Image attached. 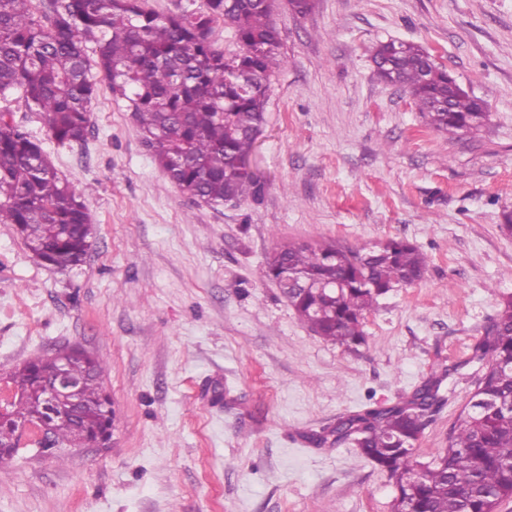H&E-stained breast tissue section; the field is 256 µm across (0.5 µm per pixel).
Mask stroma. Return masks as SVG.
<instances>
[{"label":"stroma","mask_w":512,"mask_h":512,"mask_svg":"<svg viewBox=\"0 0 512 512\" xmlns=\"http://www.w3.org/2000/svg\"><path fill=\"white\" fill-rule=\"evenodd\" d=\"M280 57L252 164L260 200L217 208L183 195L99 82L84 144L60 147L22 101H0L39 138L91 217L83 263L59 271L0 224V377L77 346L104 361L117 414L105 448H22L0 462V512H391L386 472L308 435L452 374L417 445L448 446L477 377L466 359L512 293V0H275ZM421 45L490 118L429 128L379 81L386 41ZM404 238L423 278L368 314L350 353L304 326L264 273L288 242L358 250Z\"/></svg>","instance_id":"obj_1"}]
</instances>
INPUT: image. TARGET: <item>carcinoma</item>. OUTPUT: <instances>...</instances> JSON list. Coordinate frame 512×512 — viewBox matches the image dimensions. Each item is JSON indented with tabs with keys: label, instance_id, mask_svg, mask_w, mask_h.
<instances>
[{
	"label": "carcinoma",
	"instance_id": "obj_1",
	"mask_svg": "<svg viewBox=\"0 0 512 512\" xmlns=\"http://www.w3.org/2000/svg\"><path fill=\"white\" fill-rule=\"evenodd\" d=\"M0 0V101L16 97L39 113L55 142H85L97 76L130 103L143 145L165 176L195 201L218 207L261 194L259 177L238 166L266 121L268 91L279 64L280 34L265 0H187L160 15L145 0ZM234 29L239 51L216 45L219 24ZM96 56L98 75L89 67ZM377 76L407 91L427 126L456 135L481 127L489 113L448 83L420 45L377 46ZM0 224H12L46 264L65 271L89 249L85 205L58 175L39 139L0 123ZM428 259L416 245L390 238L361 251L332 242L288 243L265 260V275L292 279L283 292L299 321L348 352L367 344L366 314L399 286L418 282ZM482 366L468 404L456 417L443 456L418 460L427 414L443 402V378L431 376L410 396L339 418L309 442L347 444L394 481L393 512H497L512 499V294L473 346ZM59 353L15 368L22 396L0 417V461L23 422H50L54 445L94 448L114 427L103 362L86 352L71 361L81 383V416H53L44 400Z\"/></svg>",
	"mask_w": 512,
	"mask_h": 512
}]
</instances>
